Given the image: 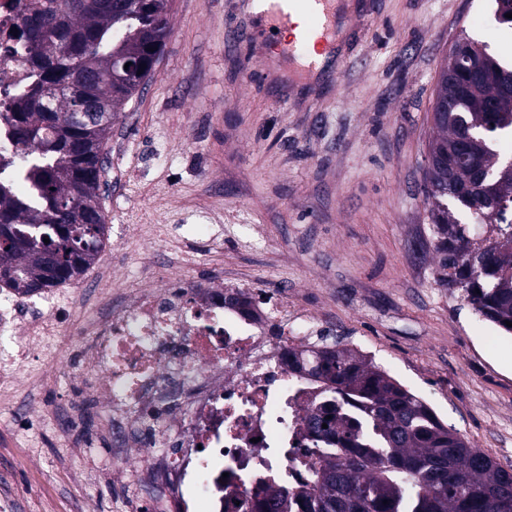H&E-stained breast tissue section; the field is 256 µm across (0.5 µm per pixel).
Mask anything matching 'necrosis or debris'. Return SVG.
Wrapping results in <instances>:
<instances>
[{
    "label": "necrosis or debris",
    "instance_id": "necrosis-or-debris-1",
    "mask_svg": "<svg viewBox=\"0 0 512 512\" xmlns=\"http://www.w3.org/2000/svg\"><path fill=\"white\" fill-rule=\"evenodd\" d=\"M25 0H0V112L29 82L14 38ZM217 233L160 224L117 225L112 249L140 265L126 280L102 262L95 292L65 286L35 302L0 291V402L11 403L29 355L64 358L58 341L78 337L71 369L101 401L112 460L128 476L135 512H256L264 474L295 484L293 452L304 419L326 392L288 366L289 349L309 345L316 323L289 318L281 293L256 294L247 279L207 283L205 256Z\"/></svg>",
    "mask_w": 512,
    "mask_h": 512
}]
</instances>
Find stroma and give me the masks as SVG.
<instances>
[{
  "label": "stroma",
  "instance_id": "stroma-1",
  "mask_svg": "<svg viewBox=\"0 0 512 512\" xmlns=\"http://www.w3.org/2000/svg\"><path fill=\"white\" fill-rule=\"evenodd\" d=\"M246 4L170 0L155 74L105 147L107 224L224 225L214 266L286 287L289 310L326 320L512 467V336L436 285L421 192L442 58L464 33L492 51L512 37L488 0H352L336 82H254L248 67L277 56L226 46ZM44 370L32 362L18 404H0V487L17 512H121L98 399L67 363ZM66 403L89 416L69 434L18 418Z\"/></svg>",
  "mask_w": 512,
  "mask_h": 512
}]
</instances>
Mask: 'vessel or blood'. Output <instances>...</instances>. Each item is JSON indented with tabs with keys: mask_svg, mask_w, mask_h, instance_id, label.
I'll use <instances>...</instances> for the list:
<instances>
[{
	"mask_svg": "<svg viewBox=\"0 0 512 512\" xmlns=\"http://www.w3.org/2000/svg\"><path fill=\"white\" fill-rule=\"evenodd\" d=\"M345 0H263L262 8L253 14L246 26L230 27L226 39L229 46H250L266 34L292 29L295 13L308 18L307 25L294 34L282 47L288 58L303 57L304 69L313 79L335 80L336 61L326 60L330 38L337 27L351 23L352 17L343 8Z\"/></svg>",
	"mask_w": 512,
	"mask_h": 512,
	"instance_id": "b4317fda",
	"label": "vessel or blood"
}]
</instances>
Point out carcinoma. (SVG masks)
<instances>
[{"instance_id":"1","label":"carcinoma","mask_w":512,"mask_h":512,"mask_svg":"<svg viewBox=\"0 0 512 512\" xmlns=\"http://www.w3.org/2000/svg\"><path fill=\"white\" fill-rule=\"evenodd\" d=\"M17 40L36 79L0 118L30 147L0 161V288L34 297L83 275L107 239L104 149L114 122L154 75L169 35L168 0H28ZM464 71L446 56L432 108L422 193L437 284L512 334V177L494 167L512 137V65L466 35ZM146 65L140 69V65ZM30 184L12 191L8 170ZM489 225L481 242L470 225ZM344 405L307 419L323 460L311 482L270 472L261 512H512V469L473 448L424 399L336 340L289 353ZM327 427H322V424Z\"/></svg>"}]
</instances>
